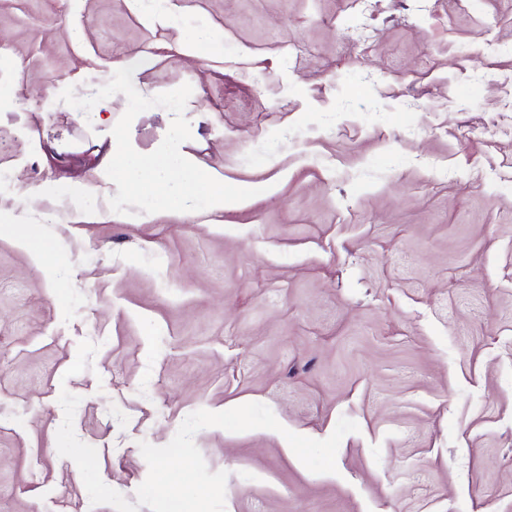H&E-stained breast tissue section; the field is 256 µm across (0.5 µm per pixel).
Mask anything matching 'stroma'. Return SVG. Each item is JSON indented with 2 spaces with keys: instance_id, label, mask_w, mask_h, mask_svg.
<instances>
[{
  "instance_id": "1",
  "label": "stroma",
  "mask_w": 512,
  "mask_h": 512,
  "mask_svg": "<svg viewBox=\"0 0 512 512\" xmlns=\"http://www.w3.org/2000/svg\"><path fill=\"white\" fill-rule=\"evenodd\" d=\"M133 60L146 96L191 85L185 151L257 196L111 219L96 172L127 99L102 123L59 95ZM171 122L139 114L133 148ZM509 124L512 0H0V204L58 261L0 238V512H114L58 453L64 390L131 502L140 442L256 402L312 439L359 430L333 474L282 432L198 431L225 512H512ZM74 181L92 217L45 222Z\"/></svg>"
}]
</instances>
